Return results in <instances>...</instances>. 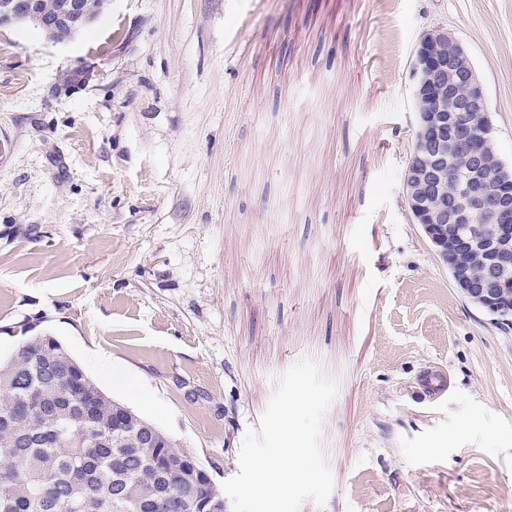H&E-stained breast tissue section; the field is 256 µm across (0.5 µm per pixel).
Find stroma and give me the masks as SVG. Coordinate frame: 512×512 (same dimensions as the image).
<instances>
[{"label":"stroma","mask_w":512,"mask_h":512,"mask_svg":"<svg viewBox=\"0 0 512 512\" xmlns=\"http://www.w3.org/2000/svg\"><path fill=\"white\" fill-rule=\"evenodd\" d=\"M435 28L512 167V0H112L65 45L0 29V358L55 337L220 484L307 357L338 385L334 486L299 512H512V326L403 191Z\"/></svg>","instance_id":"obj_1"}]
</instances>
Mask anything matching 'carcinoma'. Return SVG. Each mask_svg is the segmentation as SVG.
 <instances>
[{
	"mask_svg": "<svg viewBox=\"0 0 512 512\" xmlns=\"http://www.w3.org/2000/svg\"><path fill=\"white\" fill-rule=\"evenodd\" d=\"M54 337L25 339L0 364V512H189L224 499L167 438L153 448Z\"/></svg>",
	"mask_w": 512,
	"mask_h": 512,
	"instance_id": "cac0c4a2",
	"label": "carcinoma"
}]
</instances>
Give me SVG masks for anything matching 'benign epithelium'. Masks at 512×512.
Listing matches in <instances>:
<instances>
[{
    "instance_id": "obj_1",
    "label": "benign epithelium",
    "mask_w": 512,
    "mask_h": 512,
    "mask_svg": "<svg viewBox=\"0 0 512 512\" xmlns=\"http://www.w3.org/2000/svg\"><path fill=\"white\" fill-rule=\"evenodd\" d=\"M112 0H0V28L32 24L55 44L78 37ZM420 112L404 186L412 212L463 295L489 314H512V170L489 166L494 145L488 101L469 53L451 33H425L414 60ZM466 157L448 191V144ZM470 224L464 237L453 225ZM482 263L470 272V257Z\"/></svg>"
}]
</instances>
